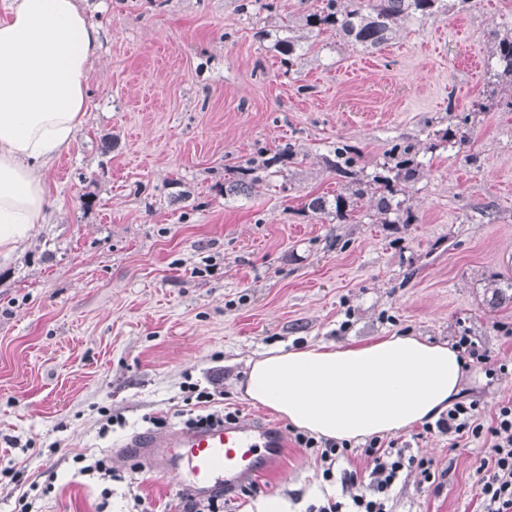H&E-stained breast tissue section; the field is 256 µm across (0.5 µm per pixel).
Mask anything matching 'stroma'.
Wrapping results in <instances>:
<instances>
[{"label":"stroma","mask_w":512,"mask_h":512,"mask_svg":"<svg viewBox=\"0 0 512 512\" xmlns=\"http://www.w3.org/2000/svg\"><path fill=\"white\" fill-rule=\"evenodd\" d=\"M240 2L83 0L102 34L89 114L44 173L56 200L45 223L0 254V512H20L24 493L32 512H180V488L125 446L183 426L191 383L211 409L278 423L287 439L254 496L228 495L230 512L260 500L304 512L322 468L245 394L250 361L274 349L465 334L491 362L466 369L463 401L486 422L512 401V371H497L512 362V303L486 286L512 277V112L486 91L512 0L405 21L376 51L312 29L323 0H278L274 13ZM285 26L310 46L291 68L273 47ZM476 101L488 109L465 142L429 150L428 132ZM397 139L425 149L403 194L413 223H379L366 205L346 224L304 211L341 189L330 146H352L369 174ZM288 142L302 163L225 196L257 149ZM393 438L439 472L399 484L393 512H479L482 441L419 423ZM79 454L105 460L111 480L76 476Z\"/></svg>","instance_id":"1"}]
</instances>
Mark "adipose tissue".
Wrapping results in <instances>:
<instances>
[{
  "label": "adipose tissue",
  "mask_w": 512,
  "mask_h": 512,
  "mask_svg": "<svg viewBox=\"0 0 512 512\" xmlns=\"http://www.w3.org/2000/svg\"><path fill=\"white\" fill-rule=\"evenodd\" d=\"M99 29L76 0H7L0 15V251L43 223L41 170L69 147L89 106L87 67ZM464 362L448 345L390 336L255 360L245 393L297 428L357 442L432 419L459 398Z\"/></svg>",
  "instance_id": "ef3b65f1"
}]
</instances>
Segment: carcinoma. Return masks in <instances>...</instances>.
Segmentation results:
<instances>
[{"mask_svg":"<svg viewBox=\"0 0 512 512\" xmlns=\"http://www.w3.org/2000/svg\"><path fill=\"white\" fill-rule=\"evenodd\" d=\"M321 10L309 15V24L323 32L338 30L350 42L365 49H377L393 38L399 24L409 18L426 21L448 8L445 0H324ZM282 62L293 65L304 55L302 38L288 35L277 40ZM499 66L489 69L490 78L509 79L508 90L496 101V105L512 111V28L498 38L492 53ZM471 113L457 118V123L444 130L433 132L434 142L429 149L454 143L459 128L467 125ZM417 145L408 140L392 144L384 155V161L376 165V171L361 176L355 170L358 153L351 146L338 142L333 148L334 159L327 160L336 175L349 180L346 192L333 198L315 196L304 203L313 214L331 215L337 223L346 224L358 203L364 199L373 203L374 212L382 224H409L412 214L404 206L399 194L410 184L419 181L424 173L423 162L418 160ZM300 152L290 144L276 156L263 154L252 158L246 167L236 171V177L224 181V195L245 194L255 186L250 178L254 172L267 169L286 159H298Z\"/></svg>","mask_w":512,"mask_h":512,"instance_id":"obj_1","label":"carcinoma"}]
</instances>
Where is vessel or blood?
<instances>
[{"mask_svg": "<svg viewBox=\"0 0 512 512\" xmlns=\"http://www.w3.org/2000/svg\"><path fill=\"white\" fill-rule=\"evenodd\" d=\"M131 461L146 458L154 470L197 498L249 484L276 467L286 438L274 423L238 420L136 437Z\"/></svg>", "mask_w": 512, "mask_h": 512, "instance_id": "vessel-or-blood-1", "label": "vessel or blood"}]
</instances>
